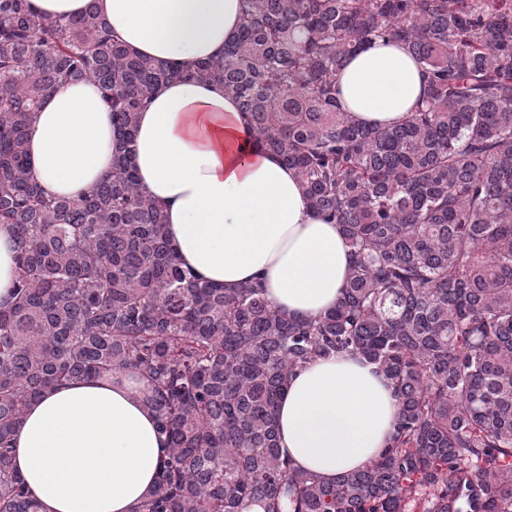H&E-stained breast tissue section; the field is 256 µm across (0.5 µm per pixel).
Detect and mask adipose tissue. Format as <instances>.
<instances>
[{"mask_svg": "<svg viewBox=\"0 0 512 512\" xmlns=\"http://www.w3.org/2000/svg\"><path fill=\"white\" fill-rule=\"evenodd\" d=\"M133 52L191 70L224 53L244 0H97ZM337 101L358 123L402 120L423 94L405 47L378 40L349 56ZM118 142L99 86L72 82L45 100L28 135L35 180L78 198L112 170ZM142 190L165 206L184 266L234 291L257 281L291 319L340 301L351 265L339 227L306 203L298 177L248 134L223 85L162 84L138 114L132 146ZM397 417L394 389L362 355L315 359L291 377L278 409L279 447L295 468L331 483L376 461ZM165 438L137 384L88 378L32 402L13 435L17 474L44 512H140L154 490Z\"/></svg>", "mask_w": 512, "mask_h": 512, "instance_id": "1", "label": "adipose tissue"}]
</instances>
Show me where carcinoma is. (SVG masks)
I'll use <instances>...</instances> for the list:
<instances>
[{
    "instance_id": "cac0c4a2",
    "label": "carcinoma",
    "mask_w": 512,
    "mask_h": 512,
    "mask_svg": "<svg viewBox=\"0 0 512 512\" xmlns=\"http://www.w3.org/2000/svg\"><path fill=\"white\" fill-rule=\"evenodd\" d=\"M405 46L426 88L401 121L366 126L336 100L344 61ZM179 65L131 52L96 3L39 18L0 0V224L16 285L0 306V512H41L12 471L34 399L124 375L168 441L143 512H512V0H246L224 85L308 205L351 247L346 290L315 320L260 282L227 292L179 262L165 209L130 153L77 199L33 178L28 131L61 86L91 81L132 143L137 113ZM361 354L398 400L382 457L334 483L279 448L278 401L316 358Z\"/></svg>"
}]
</instances>
